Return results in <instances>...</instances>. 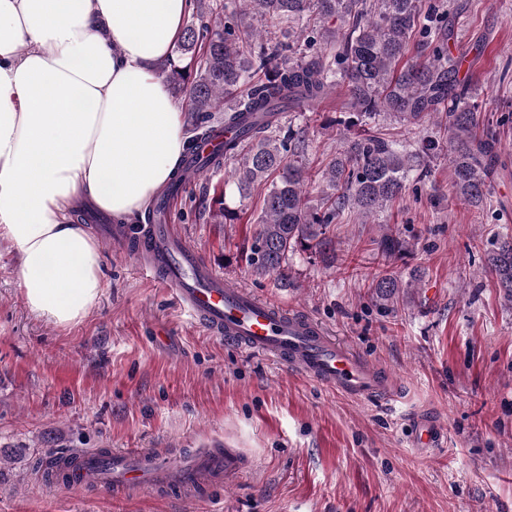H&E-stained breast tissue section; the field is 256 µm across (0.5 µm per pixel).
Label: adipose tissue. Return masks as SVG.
<instances>
[{
	"label": "adipose tissue",
	"mask_w": 512,
	"mask_h": 512,
	"mask_svg": "<svg viewBox=\"0 0 512 512\" xmlns=\"http://www.w3.org/2000/svg\"><path fill=\"white\" fill-rule=\"evenodd\" d=\"M188 11L189 0H0V243L35 315L73 324L104 288L72 202L127 221L175 172L188 135L157 67Z\"/></svg>",
	"instance_id": "adipose-tissue-1"
}]
</instances>
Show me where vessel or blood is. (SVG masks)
I'll use <instances>...</instances> for the list:
<instances>
[{"mask_svg":"<svg viewBox=\"0 0 512 512\" xmlns=\"http://www.w3.org/2000/svg\"><path fill=\"white\" fill-rule=\"evenodd\" d=\"M118 246L132 247L147 270L174 288L192 320L214 337L249 352L272 358L297 375L330 387L355 400L392 401V380L335 338L312 318L288 305L264 300L218 274L202 254L185 245L175 225L150 224L138 236L123 234ZM443 431L432 421H419L413 443L431 448ZM73 485L103 492L135 495L144 490H176L191 494L202 485L246 471L247 461L232 448H202L173 463L148 448L77 454Z\"/></svg>","mask_w":512,"mask_h":512,"instance_id":"1","label":"vessel or blood"}]
</instances>
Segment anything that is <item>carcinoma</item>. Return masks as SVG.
Segmentation results:
<instances>
[{
  "label": "carcinoma",
  "mask_w": 512,
  "mask_h": 512,
  "mask_svg": "<svg viewBox=\"0 0 512 512\" xmlns=\"http://www.w3.org/2000/svg\"><path fill=\"white\" fill-rule=\"evenodd\" d=\"M224 21L184 27L177 49L191 56L193 67L173 66L167 80L183 97L188 112H222L224 125L243 138L224 143V152L201 157L198 138L188 141L185 155L202 172L224 170V185L239 197L270 174L264 206L257 218L248 257L258 276L282 275L288 256L306 252L325 256L333 250L331 226L347 211L363 218L381 212L402 197L420 153L435 149L426 139L418 149L382 137L386 119L418 124L432 119L448 133V161L453 168L452 193L482 212L491 206L489 184L499 166V133L480 124L478 106L467 84L458 78L445 42L450 28L443 0H224ZM325 22L338 21L325 37L327 47L300 44L307 13ZM259 16L273 28L271 36L251 28ZM423 35L414 61L405 59L415 33ZM346 90L347 111L331 121L340 136L354 129L342 153L317 174L303 163L305 136L283 131L280 116L320 102L336 88ZM234 99L224 107V99ZM320 199L309 200L313 183ZM386 259L401 250L391 233L375 240ZM484 273L512 303V234L499 236L486 250ZM371 287L382 298L394 296L402 281L383 267L371 273Z\"/></svg>",
  "instance_id": "carcinoma-1"
}]
</instances>
